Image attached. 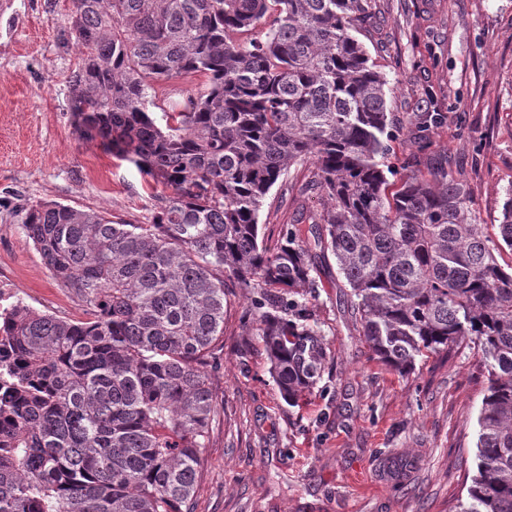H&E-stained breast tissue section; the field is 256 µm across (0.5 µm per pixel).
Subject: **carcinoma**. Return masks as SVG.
Masks as SVG:
<instances>
[{
	"label": "carcinoma",
	"instance_id": "1",
	"mask_svg": "<svg viewBox=\"0 0 512 512\" xmlns=\"http://www.w3.org/2000/svg\"><path fill=\"white\" fill-rule=\"evenodd\" d=\"M68 81L80 140L160 187L147 224L55 201L9 208L44 265L86 304L64 320L0 322V512H191L217 410L225 278L283 399L322 379L326 343L300 289L316 252L336 259L361 334L400 373L428 352H480L487 380L476 466L457 512H512V188L497 242L451 175L389 190L388 80L352 32L368 0H72ZM205 78L195 94L176 81ZM169 86L167 96L153 85ZM311 163L313 240L273 248L271 189Z\"/></svg>",
	"mask_w": 512,
	"mask_h": 512
}]
</instances>
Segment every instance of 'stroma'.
<instances>
[{
    "mask_svg": "<svg viewBox=\"0 0 512 512\" xmlns=\"http://www.w3.org/2000/svg\"><path fill=\"white\" fill-rule=\"evenodd\" d=\"M357 37L390 82L396 129L383 160L401 172L444 171L466 188L480 223H499L512 186V0H371ZM71 0H37L0 67V198L105 209L148 223L157 205L148 177L72 125L68 80L79 60L64 31ZM431 142L419 151L417 132ZM307 168L289 173L287 201L267 199L260 222L268 245L319 211L298 191ZM0 272L34 309L83 317L21 225L0 223ZM310 305L324 335L328 367L307 398L288 406L269 373L266 349L244 318L250 302L227 290L224 359L213 375L218 414L201 454L192 512H449L474 465L484 378L463 347L418 358L398 373L360 334L352 297L332 255L315 259Z\"/></svg>",
    "mask_w": 512,
    "mask_h": 512,
    "instance_id": "stroma-1",
    "label": "stroma"
}]
</instances>
